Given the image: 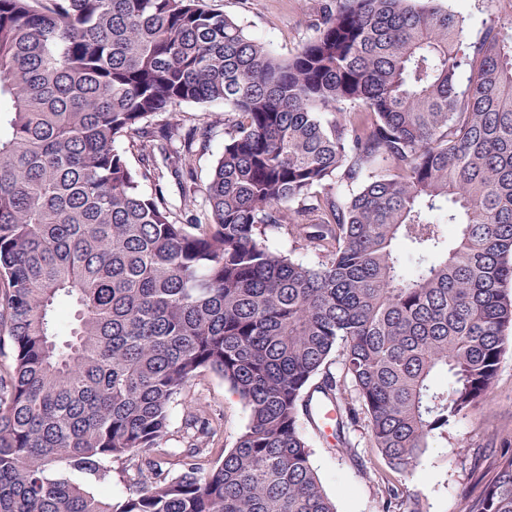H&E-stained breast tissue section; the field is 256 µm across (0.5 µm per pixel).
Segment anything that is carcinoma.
<instances>
[{
  "label": "carcinoma",
  "instance_id": "carcinoma-1",
  "mask_svg": "<svg viewBox=\"0 0 512 512\" xmlns=\"http://www.w3.org/2000/svg\"><path fill=\"white\" fill-rule=\"evenodd\" d=\"M212 102L224 148L181 222L164 172L193 176L212 125L176 107ZM283 228L321 263L271 248ZM510 339L512 26L473 40L441 0H333L281 58L206 0H0V512H336L313 401L341 438L354 383L411 475ZM208 373L250 411L213 462ZM495 469L464 512H512V450ZM404 504L387 487L382 512Z\"/></svg>",
  "mask_w": 512,
  "mask_h": 512
}]
</instances>
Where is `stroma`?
<instances>
[{
	"label": "stroma",
	"instance_id": "1",
	"mask_svg": "<svg viewBox=\"0 0 512 512\" xmlns=\"http://www.w3.org/2000/svg\"><path fill=\"white\" fill-rule=\"evenodd\" d=\"M242 25L250 37L265 42L276 55L288 57L315 34L320 0H209ZM444 6L461 12L470 38H477L482 23L512 21V0H443ZM179 110L185 126L214 124L213 137L186 186L165 176L166 198L172 208L181 205V192L202 201L212 169L224 147V127L217 118L216 103H184ZM194 396L202 397L220 418L221 432L210 446L212 458L234 448L249 421V409L223 378L210 373L195 381ZM302 431L311 450L310 461L325 493L337 512H380L385 488L397 486L417 512H463L465 498L477 494L481 482L496 474L495 461L502 448L512 443V347L500 360L490 395L478 401L435 438L420 458L413 476L394 472L375 448L367 424L349 431L345 442L323 435L310 423Z\"/></svg>",
	"mask_w": 512,
	"mask_h": 512
}]
</instances>
